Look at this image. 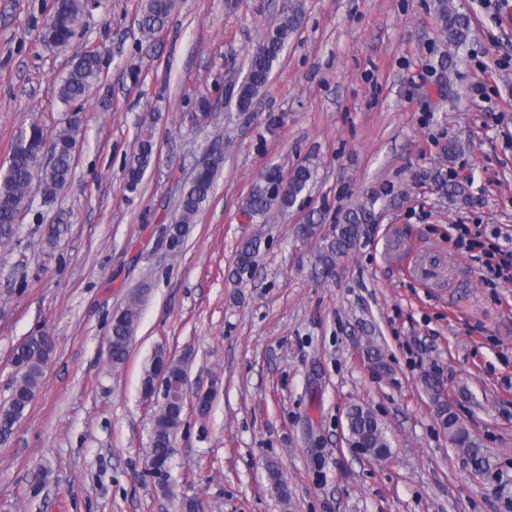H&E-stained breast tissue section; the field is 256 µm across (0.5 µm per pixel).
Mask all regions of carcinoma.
Here are the masks:
<instances>
[{
    "mask_svg": "<svg viewBox=\"0 0 512 512\" xmlns=\"http://www.w3.org/2000/svg\"><path fill=\"white\" fill-rule=\"evenodd\" d=\"M175 0H138V26L141 36L153 39L160 33L172 10ZM440 12L443 31L448 41L462 45L468 36V21L449 0H441ZM91 13L90 0H54L53 12L42 31V41L55 45H67L77 35L85 15ZM299 17L293 6H288L280 22L265 33L262 42L250 55L247 74L236 85L234 106L240 112L251 109L254 98L264 88L274 63L280 57L290 36L297 30ZM101 74L100 55L86 50L76 56L66 76L54 87V93L65 105H70L86 96L97 83ZM82 131L78 114H72L66 124L47 141L43 127L32 123L23 129L12 147L9 164L0 176V244L13 239L17 230L18 216L29 207L28 189L37 181L44 200L51 201L71 183L74 175L75 149ZM154 154L152 136L141 138L137 151L126 165V186L133 191L150 167ZM221 156L212 154L196 167L192 178L185 182L177 202L176 214L170 230L169 251L180 252L184 238L198 214L209 203L213 193L215 174ZM312 178L306 166L295 168L288 177L287 187H281L278 177L265 174L257 183L248 200V211L253 218H264L274 204L282 208L294 206L298 197L308 188ZM370 221L366 212H351L344 222L334 226L333 240L319 256L326 272L336 265V257L348 252L363 234L365 224ZM259 241L250 239L242 243L237 251L236 265L239 275L251 272ZM147 295L140 288L131 293L124 307L112 313L108 360L113 367L126 363L134 339L138 318ZM46 337L31 336L15 351L16 377L9 397L0 403V439H7L25 410L35 399L44 378L50 352L45 347ZM189 356L176 357L166 349L155 350L144 368L142 390L153 391L159 372L167 379L178 383L187 376ZM443 426L453 447L468 452L477 447L476 440L464 427L456 413L447 405L438 404ZM184 409L179 402L163 399L158 403L150 420L147 468L157 480L163 493L169 492L167 468L172 457V438L180 430ZM347 429L350 447L377 459H386L391 453V444L386 430L376 415L367 407L355 405L347 413Z\"/></svg>",
    "mask_w": 512,
    "mask_h": 512,
    "instance_id": "1",
    "label": "carcinoma"
}]
</instances>
